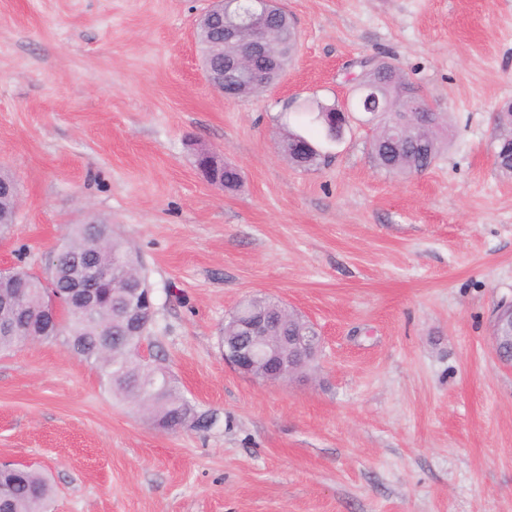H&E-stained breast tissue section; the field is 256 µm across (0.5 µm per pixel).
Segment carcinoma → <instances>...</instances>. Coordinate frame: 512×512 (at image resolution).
<instances>
[{
	"label": "carcinoma",
	"instance_id": "obj_1",
	"mask_svg": "<svg viewBox=\"0 0 512 512\" xmlns=\"http://www.w3.org/2000/svg\"><path fill=\"white\" fill-rule=\"evenodd\" d=\"M254 0H228L224 15L227 19L243 22L250 16ZM297 38L290 35L280 39L274 48L278 65L266 68L257 63L260 77L245 80L234 72H224V88L238 98L255 96L268 87L285 70L298 50ZM379 60L366 58L358 62L360 73L353 81L359 85L364 80L381 84L394 94L391 111L380 121L381 132L372 138L371 158L376 167L397 176L422 174L431 168L439 157L443 145L442 134L445 116L430 109L422 112L403 110L407 94L424 100V92L409 82L394 64L385 63L379 70ZM361 90L351 93L347 107L325 105L320 102L304 103L303 114H316L315 120L331 128L329 117L342 112L351 114L363 106ZM494 139L496 152L504 159L512 158V104L503 106L495 115ZM300 135L289 131L284 136L281 149L288 163L304 170L320 165L322 153L318 146L301 153L294 142ZM13 175L0 170V227L13 224L17 211L8 186ZM137 251L115 236L113 228L105 224L99 228L87 224H74L69 228L66 241L58 252V288H67L76 278L85 275L90 265L103 271L105 276L90 283L95 297V311L86 318L60 317L59 328L45 335L39 334L41 319L50 300L52 288L39 282V276L24 267H17L34 287L17 301L0 299V324L8 323L12 329H0V353H9L17 347L37 340L63 338L68 349L84 361L97 367L106 378L112 393L126 401L140 405L149 413L153 427L161 431L179 429L200 430L210 427L211 418L197 413L195 407L182 396L170 373L155 363L153 357H144L141 345L150 339L128 336L126 307L137 301L136 285L146 280L142 266L134 267L130 258ZM261 315L284 336L309 335V322L288 310L280 301L268 294L249 296L224 322L225 340L232 343L246 335L242 315ZM53 488L47 478L31 468L0 466V512H46Z\"/></svg>",
	"mask_w": 512,
	"mask_h": 512
}]
</instances>
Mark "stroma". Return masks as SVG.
<instances>
[{
  "instance_id": "1",
  "label": "stroma",
  "mask_w": 512,
  "mask_h": 512,
  "mask_svg": "<svg viewBox=\"0 0 512 512\" xmlns=\"http://www.w3.org/2000/svg\"><path fill=\"white\" fill-rule=\"evenodd\" d=\"M206 0H0V169L20 188L0 263L41 274L104 216L154 290L151 352L206 430L163 432L62 341L0 356V461L54 487L50 512H512V367L490 346L512 300V0H283L299 50L274 87L220 96ZM384 57L448 129L437 162L374 166L355 113L317 169L280 145L286 101L345 103ZM237 166L227 192L195 157ZM262 292L324 338L279 383L224 362V320ZM494 139L495 149L498 154L504 156V160L511 159L512 154V104H506L495 115ZM494 153L495 163H499L501 157Z\"/></svg>"
}]
</instances>
